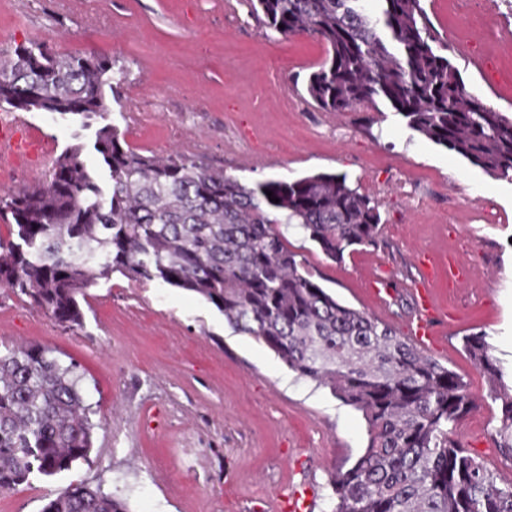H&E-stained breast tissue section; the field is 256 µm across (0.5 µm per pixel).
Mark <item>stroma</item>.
I'll return each instance as SVG.
<instances>
[{
  "instance_id": "stroma-1",
  "label": "stroma",
  "mask_w": 512,
  "mask_h": 512,
  "mask_svg": "<svg viewBox=\"0 0 512 512\" xmlns=\"http://www.w3.org/2000/svg\"><path fill=\"white\" fill-rule=\"evenodd\" d=\"M468 90L512 114V5L422 0ZM43 43L61 55L112 59L122 80L105 121L27 113L50 143L48 160L81 145L92 170L100 124L117 126L144 155L174 152L252 184L317 173L346 176L379 203L377 246L328 259L298 226L279 225L327 292L407 333L423 285L417 255L452 257L472 280L428 285L437 329L422 352L459 375L476 409L455 436L512 486V455L498 446L502 406L469 357L464 336L486 332L512 367V182L410 129L387 104L320 110L306 92L326 57L313 37L259 25L247 0H0V49ZM82 327H60L27 298L0 288V350L17 342L75 362L94 409L89 462L0 495V512H40L82 480L126 500L130 512H273L277 493L307 485L310 512H330L331 480L368 443L361 412L298 377L263 343L239 334L213 305L167 284L121 274L80 301Z\"/></svg>"
}]
</instances>
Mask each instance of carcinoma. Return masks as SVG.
Listing matches in <instances>:
<instances>
[{"label": "carcinoma", "instance_id": "cac0c4a2", "mask_svg": "<svg viewBox=\"0 0 512 512\" xmlns=\"http://www.w3.org/2000/svg\"><path fill=\"white\" fill-rule=\"evenodd\" d=\"M251 15L284 37L308 36L327 55L306 91L324 112L364 111L381 100L407 126L498 179L512 181V116L469 92L421 0H254ZM18 45L0 65V107H70L103 119L112 61L60 57ZM93 148L103 189L82 146L63 151L45 179L0 195V287L25 296L61 327L83 324L78 296L118 272L193 292L234 331L263 342L299 376L360 411L368 445L332 480L331 512H512V487L454 438L475 408L466 384L390 325L341 304L305 270L276 229L297 224L330 260L375 246L378 202L336 174L252 186L191 156H144L115 126ZM279 202L269 200L267 192ZM464 348L502 404L500 447L512 453V375L486 334ZM82 375L52 349L24 343L0 354V495L85 462L95 428ZM41 512H129L122 497L83 481L46 498Z\"/></svg>", "mask_w": 512, "mask_h": 512}]
</instances>
